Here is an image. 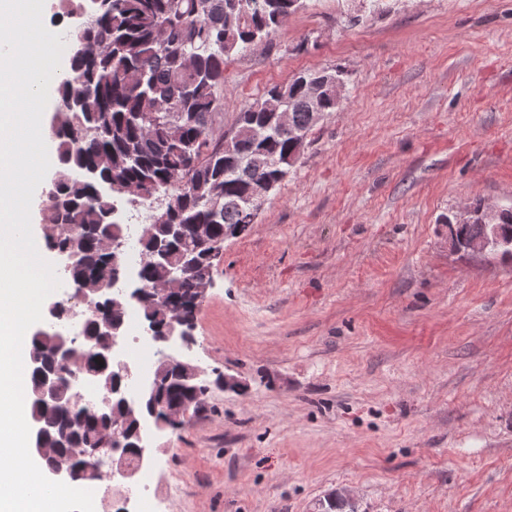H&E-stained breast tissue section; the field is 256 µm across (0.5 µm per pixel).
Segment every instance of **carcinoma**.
Segmentation results:
<instances>
[{"label": "carcinoma", "mask_w": 512, "mask_h": 512, "mask_svg": "<svg viewBox=\"0 0 512 512\" xmlns=\"http://www.w3.org/2000/svg\"><path fill=\"white\" fill-rule=\"evenodd\" d=\"M244 2V14L230 23L231 0H61L63 16L85 17L75 38L86 51L70 55L60 81L52 83L56 108L51 131L59 166L39 213L50 228L46 249L78 254L69 270L71 280L100 288L90 301L75 298L56 314L68 317L84 304L85 336L95 335L101 316L124 322L126 309L113 308L112 294L105 289L112 254L102 248V241L120 242L126 236L127 225L114 215L119 202L163 201L140 239L144 281L162 274L154 262L156 245H165L167 256L176 261L195 248L189 234L173 233L174 224L207 225L211 267L224 250V230L242 223L254 185H278L291 173L294 138L273 129L269 102L288 110L300 136L312 128L311 113L336 111L330 85L318 86L313 97L312 88L298 82L316 74L307 70L268 87L260 99L244 106L229 139L215 134L227 62L262 40L271 42L288 17L304 7V0ZM258 152L269 156L271 164L249 174V159ZM114 185L136 195L127 197ZM139 312L162 329L173 317L160 300L147 301ZM76 341L53 328L29 336L30 358L41 359V368L28 369L27 400L33 422L43 429L41 444L52 449L41 457L44 469L65 455L83 474L88 467L83 449L97 447L112 433L113 414L123 413L124 407L117 401L102 416L77 404L76 378L94 371L98 387L110 390L119 377L98 350L84 351L79 369L55 357L61 349L75 348ZM44 371L53 372L56 381L48 401L41 394ZM214 385L207 380L195 387L181 385L167 368L159 374L165 405L191 400L198 406Z\"/></svg>", "instance_id": "carcinoma-1"}]
</instances>
